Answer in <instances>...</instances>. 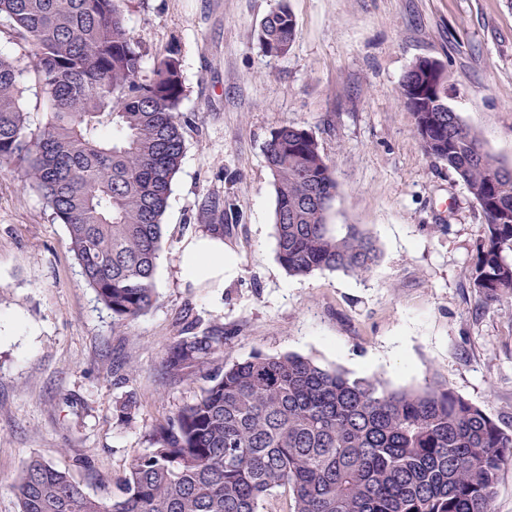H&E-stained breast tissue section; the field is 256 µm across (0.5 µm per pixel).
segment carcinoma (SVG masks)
Returning a JSON list of instances; mask_svg holds the SVG:
<instances>
[{"mask_svg":"<svg viewBox=\"0 0 512 512\" xmlns=\"http://www.w3.org/2000/svg\"><path fill=\"white\" fill-rule=\"evenodd\" d=\"M129 0H0V26L26 58L0 55V168L16 174L66 226L81 276L125 324L156 300L163 219L184 153L188 116L176 51L154 58L126 23ZM297 35L286 4L261 21L268 56ZM412 64L400 95L422 83ZM35 82L45 121L31 128L24 78ZM430 102L413 106L430 157L448 164L479 204L485 236L471 286L485 305L512 298V169L488 153L452 109L427 124ZM275 191L279 263L291 277L316 270L367 275L380 252L358 224L336 230L337 182L308 130L277 128L266 146ZM208 225L224 234V202L209 201ZM186 322L168 345L166 374L224 352V331ZM512 464V432L442 382L394 390L293 354L261 353L222 364L194 402L132 457L118 492L91 497L71 475L38 457L12 485L19 512H263L281 491L288 512H493Z\"/></svg>","mask_w":512,"mask_h":512,"instance_id":"1","label":"carcinoma"}]
</instances>
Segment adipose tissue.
Here are the masks:
<instances>
[{
  "mask_svg": "<svg viewBox=\"0 0 512 512\" xmlns=\"http://www.w3.org/2000/svg\"><path fill=\"white\" fill-rule=\"evenodd\" d=\"M181 275L191 283L223 287L226 279L236 276L238 267L217 235H204L184 240L180 257Z\"/></svg>",
  "mask_w": 512,
  "mask_h": 512,
  "instance_id": "obj_1",
  "label": "adipose tissue"
}]
</instances>
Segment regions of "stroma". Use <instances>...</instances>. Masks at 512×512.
I'll list each match as a JSON object with an SVG mask.
<instances>
[{"mask_svg":"<svg viewBox=\"0 0 512 512\" xmlns=\"http://www.w3.org/2000/svg\"><path fill=\"white\" fill-rule=\"evenodd\" d=\"M278 3L130 4L127 25L150 56L177 50L190 119L156 301L136 321H113L81 277L65 225L0 170V512H19L9 487L32 456L105 496L154 426L207 386L209 366L258 352L297 354L393 389L435 378L512 429V301L482 305L470 285L482 211L424 152L398 96L416 59H436L449 107L512 168V0H288L295 42L268 56L257 31ZM286 123L312 132L334 167L332 223L375 238L381 258L370 274L291 277L280 265L265 150ZM213 197L233 210L224 241L239 269L218 292L185 282L179 267ZM186 318L223 328L226 340L179 382L161 368ZM84 455L93 469L77 467Z\"/></svg>","mask_w":512,"mask_h":512,"instance_id":"1","label":"stroma"}]
</instances>
